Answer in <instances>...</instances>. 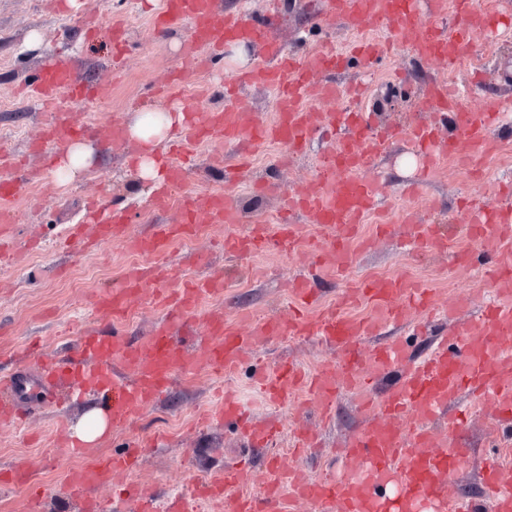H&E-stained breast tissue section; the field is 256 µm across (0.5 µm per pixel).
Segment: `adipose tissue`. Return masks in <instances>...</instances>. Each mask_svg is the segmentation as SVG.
<instances>
[{
  "instance_id": "adipose-tissue-1",
  "label": "adipose tissue",
  "mask_w": 512,
  "mask_h": 512,
  "mask_svg": "<svg viewBox=\"0 0 512 512\" xmlns=\"http://www.w3.org/2000/svg\"><path fill=\"white\" fill-rule=\"evenodd\" d=\"M186 116L183 109L139 110L129 124L128 133L142 147L139 171L142 179L160 180L163 167L160 162L161 148L169 138L171 130L183 126Z\"/></svg>"
}]
</instances>
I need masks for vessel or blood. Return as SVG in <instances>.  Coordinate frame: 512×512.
<instances>
[{"label":"vessel or blood","instance_id":"1","mask_svg":"<svg viewBox=\"0 0 512 512\" xmlns=\"http://www.w3.org/2000/svg\"><path fill=\"white\" fill-rule=\"evenodd\" d=\"M451 20L423 24L422 9L442 12L441 0H332L330 11L338 15L355 33L397 32L424 57L437 58L455 68L472 49L471 33L482 25L485 10L482 0H452ZM185 25L192 32L186 53L188 65H195V48L245 41L262 45L268 64L239 76L240 84L263 85L276 91L279 110L273 121L242 124L229 114L206 111L194 113L190 131L193 140H217L231 145L249 142L252 148L269 143L288 145L290 150L304 149L317 132L303 105L304 94L316 72L335 69L338 54L327 52L301 61L285 56L273 34L272 20H245L223 16L215 10L214 0H164L156 16V32ZM68 91L83 97L92 91L78 76L73 63L53 60L43 66L37 84L28 94L50 109L48 138L62 134L79 135L85 127L56 109L57 95ZM427 106L435 112H456L463 133L455 141L436 139L423 127L413 132L412 140L427 159L451 156L467 164L487 140L497 116L491 112H461L457 97L446 84H435ZM346 132L336 141V150L319 166L305 188L283 198L288 212L313 215L316 235L310 240L311 272L308 277L290 283V294L300 307L288 320L267 318L260 331L268 337L315 336L336 349L340 364H326L315 374L303 372L293 363L278 367L268 375L265 365H257L255 379L271 401L283 403L298 391L308 390L315 400V412L321 422L335 416L334 402L340 379L352 378L363 368L383 374L393 365L406 361L403 343L379 346L365 352L363 337L376 335L382 321L400 323L411 314L435 315L433 294L425 285L405 283L402 278H367L349 281L336 304L322 307L318 300L325 269L345 273L352 262L351 245L359 233L365 215L374 211L379 197L376 184L366 181L360 172L380 149L379 139L363 131V121L351 113L345 119ZM183 223L160 224L146 235L128 238L126 225L112 216L108 205L90 203L86 218L94 224L96 243L126 242L132 251L160 256L179 238L197 233L202 224L229 221L232 205L228 196L201 193L185 197L181 203ZM416 243L433 250L450 248L452 240L438 226L416 224L412 227ZM467 237L474 253L481 255L512 253V215L486 206L479 223L469 225ZM266 228L255 225L249 232H233L224 237V251L233 256H250L261 251ZM178 276L175 269L156 265L135 266L123 276L120 286H106L92 296L91 306L110 319V332L87 330L78 343L63 354H45L28 347L17 356L18 364L37 361L41 379L66 388L67 398L79 397L84 389L98 390L106 402L112 427L126 430L156 403L178 376L192 373L205 365L220 374L235 369L249 354L252 336L222 312L198 313L202 295L222 294L224 281L210 279L189 284L179 291L167 285ZM494 295L487 308L466 332L442 336L436 348L407 371L400 386L389 396L368 398L364 407L370 419L351 437L342 453L349 462L361 465L364 473L357 479H308L288 474L278 460H270L269 481L261 488L235 498L232 512H281L283 488L293 497L314 505L316 512H422L432 506L434 512H475L471 502L452 496L446 479L462 466L468 450L463 440L467 432L461 418H453L445 435H436L431 421L444 416L450 404L462 392L490 406L498 422L512 420V267L502 266L494 276ZM168 311L164 324L147 339L138 341L124 336L120 325L137 310L146 294ZM367 302L373 308L369 317L346 314V306ZM198 329L207 341L201 360L188 353L187 329ZM24 377L12 374L0 384V426L18 420L17 408L27 398ZM225 420L234 422L245 443L260 448L275 432L269 426L251 424L239 402L225 395L222 405ZM147 443L129 440L124 451L98 456L94 462L69 477L68 489L81 498L98 487L111 484L115 475L139 466ZM245 473L236 467L195 484L196 495L223 498L243 482ZM0 483L30 490L31 508L41 504L35 493L34 474L16 466L0 472ZM486 512H512V473L496 463H488L485 477Z\"/></svg>","mask_w":512,"mask_h":512}]
</instances>
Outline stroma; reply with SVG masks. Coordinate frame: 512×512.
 Instances as JSON below:
<instances>
[{
    "mask_svg": "<svg viewBox=\"0 0 512 512\" xmlns=\"http://www.w3.org/2000/svg\"><path fill=\"white\" fill-rule=\"evenodd\" d=\"M160 2L55 0L49 5L45 0H0V155L23 158L20 174L25 180L24 192L11 207L15 219L6 230L9 256L0 262V375L14 372L12 354L26 346L58 353L68 349L85 327L98 320L87 304L89 296L99 288L120 284L128 267L149 264V257L132 252L119 241L86 251L67 247L70 229L90 200L111 201L114 209L125 214L132 236L144 234L156 224L180 222L177 206L157 210L152 183L135 176L138 146L125 132L133 109L225 110L245 114L250 121L272 120L278 110L273 90L263 86L236 88L240 69L230 62L231 46L208 51V64L203 68L184 67L189 29L184 26L156 34L150 18ZM313 3L217 0V8L246 18L274 17L275 34L285 51L305 58L317 52L342 54L339 69L316 77L319 85L335 87V94H314L305 107L314 125L320 127L327 124L331 114L355 109L366 116L370 130L384 139L379 155L361 172L363 178L378 183L384 215L369 217L364 223L361 240L352 245L354 256L347 278L360 279L378 271L420 280L433 288L444 310L454 305L460 293L471 297L469 307L445 326L434 325L417 335L412 325L388 324L378 336L362 342L363 349L368 350L379 342L400 341L407 344L410 358L415 359L434 346L441 329L465 328L482 308L485 292L466 289L464 282L477 279L488 263L477 255L472 266L461 267L447 255L428 254L409 245L406 237L415 224L449 227L454 249L461 252L467 243L462 227L471 218V202H491L512 211V123L496 122L468 167L456 170L438 161L425 165L412 151L413 126H427L443 140L462 133L457 122L442 120L425 109L431 87L446 75L442 63L422 57L400 38L388 57L365 62L349 52L355 33L342 21L317 17ZM490 16L487 27L475 33L473 44L479 49L495 43L494 53L479 66L456 73L458 109L462 112H494L502 102L512 99V81L504 70L508 45L499 39L504 31H512V0H493ZM119 21L126 31V51L122 75L116 80L106 34ZM33 31L41 35L36 47L28 44ZM51 56L70 59L84 78L107 88L103 96L60 100L62 111L92 127L90 139L99 152L92 166L66 184L61 198L53 197L48 188L56 178L54 169L47 167L44 154L31 149L47 114L20 93ZM175 75L180 78L181 96L172 99L163 89ZM362 84L367 91L356 96ZM333 145V140L319 135L299 155L290 154L284 144L267 145L250 157L247 167H239L237 182L228 184L223 169L210 163L214 146L194 143L184 191L229 196L237 214L232 226L235 230H248L261 216L275 226L281 220L282 196L302 189ZM226 229L225 225L211 224L195 236L175 242L168 260L182 264V280L223 278V294L203 298L202 309L219 308L227 319L246 329L265 317L287 318L291 310L288 282L307 272L310 250L302 246L286 255L270 247L234 260L221 247ZM199 253L209 254L207 268L195 265L194 257ZM250 356L271 368L289 358L312 373L338 358L336 351L318 338L300 336L255 337ZM404 371V366H395L371 387L341 382L335 418L319 428L322 448L299 456L291 451V430L316 426L310 397L302 393L281 405L269 403L249 363L223 376L198 367L195 373L180 377L128 431L106 430L83 451L71 453L67 446L74 440L78 425L102 403L90 393L68 411L56 410L48 392L38 386L39 370L33 365L29 368L36 383L29 400L33 412L21 426H0V469L21 464L37 473L42 512H82L80 502L62 492L74 466L89 465L100 454L119 450L126 440L153 434L158 440L138 469L118 474L111 484L93 490L96 512H114L119 491L131 484L153 492L157 512H163L170 498L190 494L197 479L232 464L243 467L248 475L241 491H252L267 480V463L276 455L288 468L308 478L348 475L352 469L341 453L347 439L369 416L361 407L362 401L367 394L384 395L396 389ZM228 391L236 395L253 422L285 420L289 430L269 447H246L234 424L219 416ZM486 422L485 411L475 410L466 439L473 454L455 476L452 495L479 498L484 491L485 465L495 460L497 443H512V426L502 427L492 438L486 432Z\"/></svg>",
    "mask_w": 512,
    "mask_h": 512,
    "instance_id": "1",
    "label": "stroma"
}]
</instances>
